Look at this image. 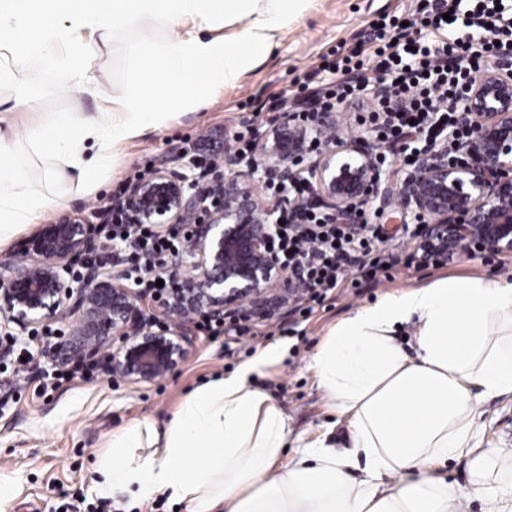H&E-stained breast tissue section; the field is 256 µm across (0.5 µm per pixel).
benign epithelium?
Returning a JSON list of instances; mask_svg holds the SVG:
<instances>
[{"label": "benign epithelium", "mask_w": 512, "mask_h": 512, "mask_svg": "<svg viewBox=\"0 0 512 512\" xmlns=\"http://www.w3.org/2000/svg\"><path fill=\"white\" fill-rule=\"evenodd\" d=\"M458 112L468 138L416 155L413 170L399 179L378 177L374 139L337 136L334 112L321 113L314 127L288 114L256 139L248 161L223 139L212 142L205 161L191 146L180 151L177 167L158 160L127 187L122 206L131 224L187 232L184 247L148 267L152 276L166 275L164 296H143L114 262L87 263L101 246L95 228L111 221L112 205L88 215L76 209L40 225L22 243L19 260L0 261V364L15 346L29 345L31 328L64 316L72 328L36 342V362L54 368L83 361L131 384H152L184 362L200 318L272 316V303L299 288L267 247L280 204L260 184L270 176L294 181L295 159L318 134L322 148L303 169L312 185L307 205L345 224L370 203L425 217L414 249L420 263L511 254V57L490 62Z\"/></svg>", "instance_id": "1"}]
</instances>
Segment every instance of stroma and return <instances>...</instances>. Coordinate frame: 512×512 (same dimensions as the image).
<instances>
[{
    "label": "stroma",
    "instance_id": "1",
    "mask_svg": "<svg viewBox=\"0 0 512 512\" xmlns=\"http://www.w3.org/2000/svg\"><path fill=\"white\" fill-rule=\"evenodd\" d=\"M419 0H310L307 10L280 35L277 45L258 66L231 86L217 89L209 105L195 112L172 111L164 127L126 141L110 169L100 174L95 191L70 195L53 210L57 221L74 209L106 205L119 188L133 181L136 171H147L157 159L177 161L180 148L193 144L201 133L234 131L250 117L257 96L297 88L308 70L318 67L337 42L351 41L381 15L417 21ZM148 36L161 42L169 32L155 23L145 32L129 31L100 48L93 68L105 77L108 98L124 99L137 85V63L130 43ZM39 106L31 110L12 88H0V108L6 120L23 128L51 118L57 112H94L99 102L82 94L56 90L49 73L34 76L28 86ZM413 214L378 213L376 221L388 235L384 245L391 264L385 277L362 283L359 296L337 290L336 299L317 309L298 328L297 337L279 333L288 325L287 313L259 321L255 338L229 342L227 336L200 337L185 363L173 374L148 385H131L102 371L57 382V369L29 363L26 371L0 365V379L16 381L10 396L0 399V498L7 512H65L67 505L99 503L95 462L105 452L113 433L136 421L166 423L178 404L212 378L235 372L270 344H282L279 361L265 367L256 384L268 392L292 419L295 432L307 440L328 439L347 446L346 425L317 388L311 357L337 320L388 293L419 288L443 276L512 279V254L463 258L445 266L419 265L413 258L414 241L404 233ZM482 445L512 448V397L488 401L483 407Z\"/></svg>",
    "mask_w": 512,
    "mask_h": 512
}]
</instances>
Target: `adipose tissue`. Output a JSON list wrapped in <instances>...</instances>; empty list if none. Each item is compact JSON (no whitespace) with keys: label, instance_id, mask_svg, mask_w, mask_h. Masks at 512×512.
<instances>
[{"label":"adipose tissue","instance_id":"adipose-tissue-1","mask_svg":"<svg viewBox=\"0 0 512 512\" xmlns=\"http://www.w3.org/2000/svg\"><path fill=\"white\" fill-rule=\"evenodd\" d=\"M307 2L0 0V86L20 91L34 64L61 93L104 97L105 78L91 65L101 45L156 22L170 32L162 43L131 44L138 86L118 103L0 130V245L60 206L59 188L91 192L124 142L162 124L165 93L196 110L212 87L235 84ZM235 21L243 28L234 44L215 37ZM30 158L42 180L31 177ZM404 326L413 329L407 349L396 337ZM280 355L268 346L200 386L165 427L143 421L113 434L99 458V492L165 496L189 512H459L464 494L437 472L453 458L465 462L472 496L512 505V477L501 474L512 448L479 445L482 404L512 396V281L440 278L338 320L312 365L352 446L311 442L283 468L290 419L254 385Z\"/></svg>","mask_w":512,"mask_h":512}]
</instances>
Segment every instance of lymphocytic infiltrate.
<instances>
[{
	"instance_id": "f902f5d3",
	"label": "lymphocytic infiltrate",
	"mask_w": 512,
	"mask_h": 512,
	"mask_svg": "<svg viewBox=\"0 0 512 512\" xmlns=\"http://www.w3.org/2000/svg\"><path fill=\"white\" fill-rule=\"evenodd\" d=\"M502 0H426L422 10L423 36L412 37L396 16H382L355 37L353 46L338 44L334 59L308 71L299 94L312 95L317 107L297 112L306 126H315L324 112L363 99L366 89L384 81L387 99L358 114L378 144L377 166L385 168L390 156L407 157L433 148L445 137L467 138L469 131L457 119L456 104L483 74L489 61L512 53V12L501 11ZM268 198L279 201V232L271 248L282 265L300 280L302 295L290 309L294 322L306 321L314 307L335 300L336 290L358 267L361 276L376 280L386 262V241L370 209L357 213L353 223L342 224L318 209L293 215L291 208L311 192L307 180L285 185L269 179ZM107 241H122V263L136 278L142 292L161 294L155 279L141 270L159 265L183 245L179 235L157 233L152 225L129 223L116 212L100 229Z\"/></svg>"
}]
</instances>
